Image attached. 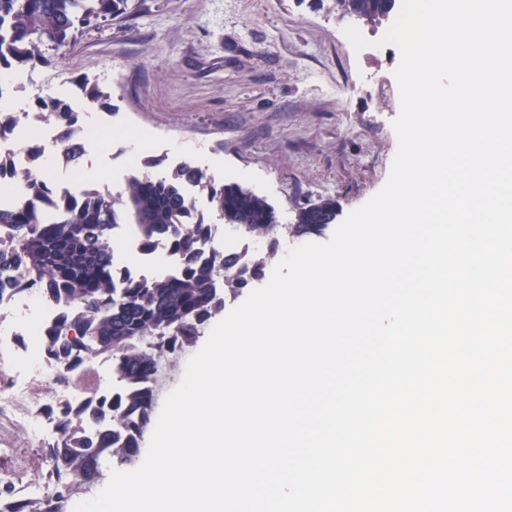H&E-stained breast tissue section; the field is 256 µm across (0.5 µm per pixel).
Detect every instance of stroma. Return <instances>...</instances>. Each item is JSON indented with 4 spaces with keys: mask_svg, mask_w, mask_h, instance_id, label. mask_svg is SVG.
Wrapping results in <instances>:
<instances>
[{
    "mask_svg": "<svg viewBox=\"0 0 512 512\" xmlns=\"http://www.w3.org/2000/svg\"><path fill=\"white\" fill-rule=\"evenodd\" d=\"M335 0H128L126 12L84 29L49 67L5 88L19 112L55 87L89 78L111 137L80 175L106 171L120 192L134 166L170 173L182 161L215 184L237 183L265 198L279 220L278 256L300 245L299 208L336 200L346 218L386 183L397 151L392 127L400 98L379 94L400 52L376 47L391 20L358 22L372 45L354 50ZM152 140L136 144L139 128ZM0 446L34 463L26 476L47 484L44 444L0 420Z\"/></svg>",
    "mask_w": 512,
    "mask_h": 512,
    "instance_id": "1",
    "label": "stroma"
}]
</instances>
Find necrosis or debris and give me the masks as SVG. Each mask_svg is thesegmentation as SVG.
Returning <instances> with one entry per match:
<instances>
[{
    "label": "necrosis or debris",
    "mask_w": 512,
    "mask_h": 512,
    "mask_svg": "<svg viewBox=\"0 0 512 512\" xmlns=\"http://www.w3.org/2000/svg\"><path fill=\"white\" fill-rule=\"evenodd\" d=\"M57 129L34 115L19 119L0 136V156L13 167L26 168L35 141H54ZM65 306L46 295L34 280L18 277L15 288L0 292V354H8L0 371V416L38 438L58 437L61 411L101 399L106 387L84 365L61 367L44 352L43 336ZM28 341L18 345L20 332Z\"/></svg>",
    "instance_id": "4bbe7bcc"
}]
</instances>
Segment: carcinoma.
Here are the masks:
<instances>
[{
	"mask_svg": "<svg viewBox=\"0 0 512 512\" xmlns=\"http://www.w3.org/2000/svg\"><path fill=\"white\" fill-rule=\"evenodd\" d=\"M128 0H0V69L46 66L75 42L84 29L116 18ZM396 0H336L343 14H357L373 23L393 12ZM30 111L56 125L57 157L76 166L83 156L80 119L64 99L38 100ZM31 166L10 170L24 192L0 208V271L19 272L37 281L45 293L62 296L70 305L44 336L50 359L65 364L78 349L112 358L121 393L112 410L88 406L65 409L78 423L64 430L47 448L51 482L58 495L73 484L95 483L105 456L132 463L139 456L143 433L157 396L150 385L158 358L180 346L191 350L199 328L262 278L276 253L277 217L263 198L238 183L215 186L200 168L184 162L167 175L140 170L129 174L117 194L108 188H87L79 200L46 213L41 199L51 192V178L41 174L44 150L29 148ZM192 186L208 196L211 210L244 238H265V254L211 250L206 260L197 244L212 235L213 222L193 213L186 194ZM336 218L330 198L298 210L292 231L298 237L320 236ZM136 226L143 247L168 241L180 256L173 275L125 280L115 264V231ZM59 499L20 498L0 493V512H58Z\"/></svg>",
	"mask_w": 512,
	"mask_h": 512,
	"instance_id": "1",
	"label": "carcinoma"
}]
</instances>
